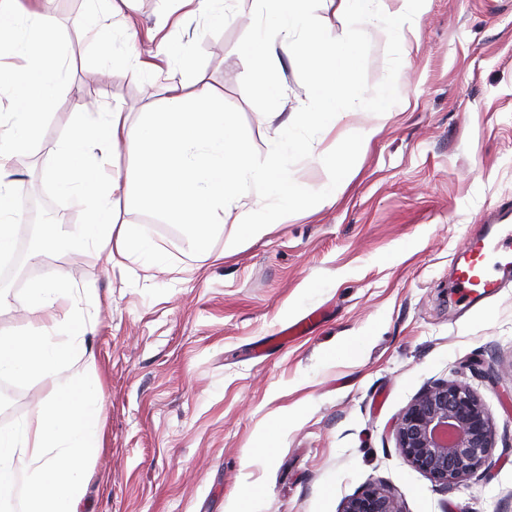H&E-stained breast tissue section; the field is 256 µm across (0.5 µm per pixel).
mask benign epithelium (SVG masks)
I'll use <instances>...</instances> for the list:
<instances>
[{"label":"benign epithelium","instance_id":"1","mask_svg":"<svg viewBox=\"0 0 512 512\" xmlns=\"http://www.w3.org/2000/svg\"><path fill=\"white\" fill-rule=\"evenodd\" d=\"M397 448L416 470L445 488L481 468L496 444L492 417L468 385L436 382L420 392L397 417ZM340 512H404L390 490L370 484L345 499Z\"/></svg>","mask_w":512,"mask_h":512}]
</instances>
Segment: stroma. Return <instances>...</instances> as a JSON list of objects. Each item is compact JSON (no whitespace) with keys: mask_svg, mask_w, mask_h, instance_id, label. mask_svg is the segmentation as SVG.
Instances as JSON below:
<instances>
[{"mask_svg":"<svg viewBox=\"0 0 512 512\" xmlns=\"http://www.w3.org/2000/svg\"><path fill=\"white\" fill-rule=\"evenodd\" d=\"M53 7L74 90L55 96L42 139L8 166L20 227L35 198L65 210L69 226L85 222L45 176L54 143L75 113L120 105L139 114L164 82L134 69L123 16L137 17L134 46L144 49L167 0H128L109 20L114 58L101 80L95 37L77 23L86 0ZM264 18L257 0H228L222 19L195 16L171 31L187 76L223 95L258 160L275 137L265 113L317 105L306 67L286 62L276 84L262 79L247 48ZM403 21L410 54L376 31L354 46L345 83L386 111L381 132L353 157L342 146L362 117L315 136L317 153L348 170L333 204L313 198L324 164L291 160L304 205L281 215L262 200L271 232L229 251L224 231L190 247L123 197L119 221L144 229L164 270L129 260L107 269L93 249L75 247L0 290L1 334L26 328V289L47 268L72 288L81 318L68 334L94 353L104 390L103 444L80 512H340L372 483L404 512H512V282L474 306L448 297L470 234L512 207V0H427ZM316 309L321 318L302 334L267 346ZM82 369L75 357L59 374L14 381L23 402L0 408V428L35 416ZM448 379L479 394L497 441L481 469L447 489L403 458L393 425L425 387Z\"/></svg>","mask_w":512,"mask_h":512,"instance_id":"obj_1","label":"stroma"}]
</instances>
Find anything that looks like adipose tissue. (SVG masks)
I'll use <instances>...</instances> for the list:
<instances>
[{
    "mask_svg": "<svg viewBox=\"0 0 512 512\" xmlns=\"http://www.w3.org/2000/svg\"><path fill=\"white\" fill-rule=\"evenodd\" d=\"M53 0H0V96L24 93L26 107L0 113V180L3 164L24 154L43 136L41 119L63 77L65 55L57 40ZM264 26L252 38V58L265 76H273L282 58L316 72L314 95L323 107L292 112L286 118L267 113L277 124L269 155L261 161L237 129L232 113L201 80L177 69L166 75L160 108L145 107L130 121L121 107L75 115L71 131L52 148L48 178L55 191L78 204L87 220L77 228L50 224L38 248L46 254L60 247L96 250L104 267L133 258L148 268H163L166 256L147 248L136 228L119 224L116 196L137 192L167 224L185 229L190 246L202 245L217 226H229V244L240 235L258 240L272 222L266 213L244 208L243 198L272 195L280 211L290 210L297 195L285 187L288 160L314 158L311 131L371 111L367 101L345 96L342 85L354 65L352 46L376 26L390 30L398 49H406L404 24L388 0H341L350 25L346 37L331 41L317 25L315 0H265ZM125 147L133 159L131 175L111 174L114 151ZM68 290L62 273L49 271L29 288L25 311L29 332L0 336V378L24 379L31 373L60 372L73 356L84 360L77 382H64L42 400L35 417L0 429V485L23 474L22 512H78L90 468L103 437L104 392L95 356L84 343L65 340V321L56 309Z\"/></svg>",
    "mask_w": 512,
    "mask_h": 512,
    "instance_id": "adipose-tissue-1",
    "label": "adipose tissue"
}]
</instances>
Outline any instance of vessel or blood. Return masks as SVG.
Wrapping results in <instances>:
<instances>
[{"instance_id":"b4317fda","label":"vessel or blood","mask_w":512,"mask_h":512,"mask_svg":"<svg viewBox=\"0 0 512 512\" xmlns=\"http://www.w3.org/2000/svg\"><path fill=\"white\" fill-rule=\"evenodd\" d=\"M512 281V229L488 235L477 234L463 254L454 282L460 301L471 302L492 296L497 288Z\"/></svg>"}]
</instances>
